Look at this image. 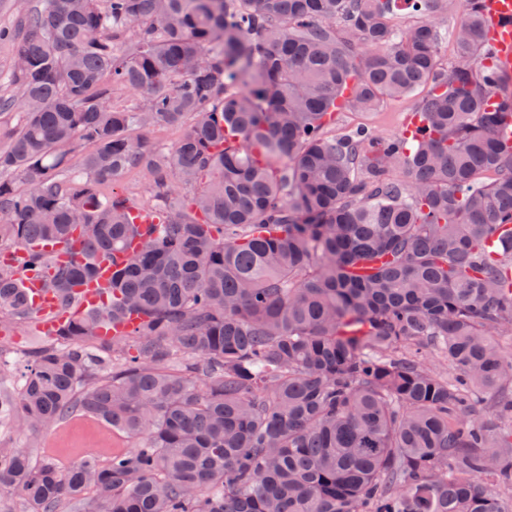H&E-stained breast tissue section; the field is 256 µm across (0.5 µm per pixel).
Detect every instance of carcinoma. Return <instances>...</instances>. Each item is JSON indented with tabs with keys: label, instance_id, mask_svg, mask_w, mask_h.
Listing matches in <instances>:
<instances>
[{
	"label": "carcinoma",
	"instance_id": "1",
	"mask_svg": "<svg viewBox=\"0 0 512 512\" xmlns=\"http://www.w3.org/2000/svg\"><path fill=\"white\" fill-rule=\"evenodd\" d=\"M461 13L456 62L433 24ZM482 0H45L0 29L18 103L0 128V316L39 311L20 270L67 303L112 261L106 306L29 353L8 406L31 430L84 412L141 436L62 469L0 448L26 512H512V119L479 51ZM430 82L423 126L327 136ZM141 96L133 109L114 95ZM189 123L166 151L135 128ZM89 146L79 166L75 142ZM148 171L145 207L102 187ZM401 169L405 179L393 172ZM135 208L161 214L143 230ZM82 240L50 267L40 247ZM137 319L100 337L107 322ZM448 355V377L425 368ZM97 501L83 498L86 489ZM425 19L430 20L441 35L438 50V67L441 70H446L456 58V48L450 37V32L456 26L458 17L443 14H429L425 16L422 13L401 10L392 18V24L404 28L418 24Z\"/></svg>",
	"mask_w": 512,
	"mask_h": 512
}]
</instances>
